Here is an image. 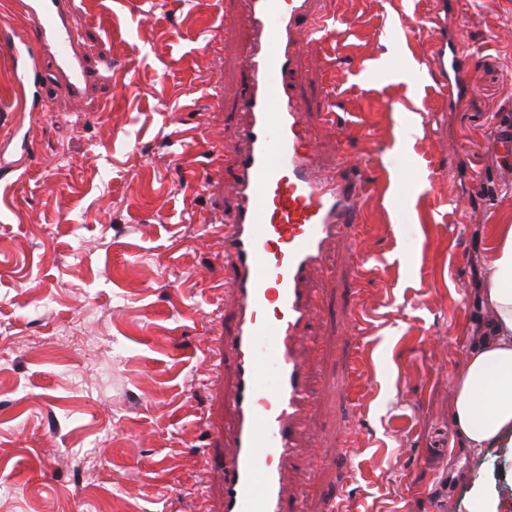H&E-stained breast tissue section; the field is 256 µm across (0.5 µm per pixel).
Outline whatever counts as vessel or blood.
<instances>
[{"instance_id":"obj_1","label":"vessel or blood","mask_w":512,"mask_h":512,"mask_svg":"<svg viewBox=\"0 0 512 512\" xmlns=\"http://www.w3.org/2000/svg\"><path fill=\"white\" fill-rule=\"evenodd\" d=\"M79 0H17V15L33 23L27 40L6 22L0 40L12 46L18 85L31 83L42 56H51L71 95H81L88 71L72 22ZM243 19L259 34L242 59L249 84L237 108L247 116L235 130L244 149L235 159L238 202L226 213L224 259L231 265L224 297L236 321L224 335V359L235 371L233 422L222 460L224 512H288L284 471L298 448L302 415L311 401L302 355L303 330L313 316L306 287L331 242L358 245L361 181L345 155L323 167L305 135L309 107L286 74L312 35L332 38L323 0H241ZM429 66L444 79V98L473 96L478 71L470 56L449 55L427 36Z\"/></svg>"}]
</instances>
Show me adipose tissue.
I'll use <instances>...</instances> for the list:
<instances>
[{
	"label": "adipose tissue",
	"mask_w": 512,
	"mask_h": 512,
	"mask_svg": "<svg viewBox=\"0 0 512 512\" xmlns=\"http://www.w3.org/2000/svg\"><path fill=\"white\" fill-rule=\"evenodd\" d=\"M483 284L490 322L454 384L452 419L473 453L512 452V224L491 227Z\"/></svg>",
	"instance_id": "1"
}]
</instances>
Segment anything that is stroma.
Listing matches in <instances>:
<instances>
[{"instance_id":"35a3bbf8","label":"stroma","mask_w":512,"mask_h":512,"mask_svg":"<svg viewBox=\"0 0 512 512\" xmlns=\"http://www.w3.org/2000/svg\"><path fill=\"white\" fill-rule=\"evenodd\" d=\"M334 39L288 74L353 132L367 262L333 244L310 286L312 406L289 492L326 512L348 431L351 512H471L470 480L512 495V453L472 455L453 384L489 319L478 301L486 224H512V0H448V40L476 61L473 98L442 109L428 76V0H333ZM90 74L70 98L43 57L34 112L0 47V512H224L217 462L233 371L208 360L233 322L209 227L237 203L233 156L253 41L239 0H89L73 22ZM423 70L419 83L406 79ZM97 317L84 319L86 306ZM359 310L363 375L344 377Z\"/></svg>"}]
</instances>
